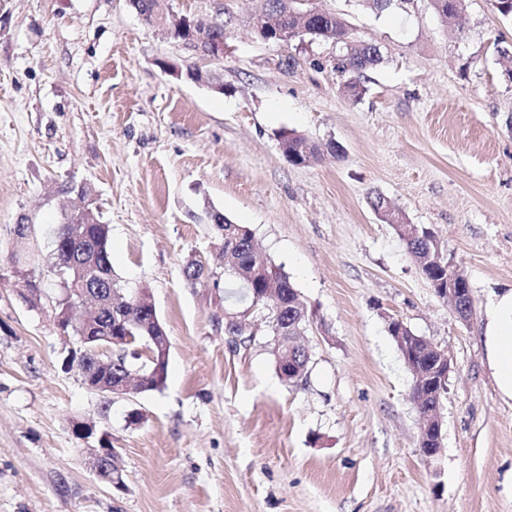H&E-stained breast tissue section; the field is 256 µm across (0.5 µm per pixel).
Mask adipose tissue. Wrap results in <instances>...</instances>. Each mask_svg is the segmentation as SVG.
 Segmentation results:
<instances>
[{
  "instance_id": "ef3b65f1",
  "label": "adipose tissue",
  "mask_w": 512,
  "mask_h": 512,
  "mask_svg": "<svg viewBox=\"0 0 512 512\" xmlns=\"http://www.w3.org/2000/svg\"><path fill=\"white\" fill-rule=\"evenodd\" d=\"M485 337L497 386L512 399V290L496 295L487 305Z\"/></svg>"
}]
</instances>
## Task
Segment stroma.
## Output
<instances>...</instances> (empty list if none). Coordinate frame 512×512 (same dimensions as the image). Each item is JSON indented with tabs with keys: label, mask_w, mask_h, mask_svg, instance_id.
I'll return each mask as SVG.
<instances>
[{
	"label": "stroma",
	"mask_w": 512,
	"mask_h": 512,
	"mask_svg": "<svg viewBox=\"0 0 512 512\" xmlns=\"http://www.w3.org/2000/svg\"><path fill=\"white\" fill-rule=\"evenodd\" d=\"M169 4L223 22L232 50L207 65L223 92L166 73L198 59L126 0H0V512H512V400L484 336L487 304L512 290V19L492 0L447 23L432 0L381 14L311 0L380 50L354 99L334 43L255 35L263 0ZM290 133L342 153L291 165ZM83 186L117 278L149 290L168 337L161 390H89L63 366L50 306L21 297L14 257L49 253ZM377 193L464 272L469 321L373 211ZM210 207L251 230L312 310L303 382L279 377L267 311L233 299ZM192 262L208 271L197 283ZM242 313L245 344L224 331ZM392 317L450 359L430 460ZM101 432L124 492L88 465Z\"/></svg>",
	"instance_id": "stroma-1"
}]
</instances>
